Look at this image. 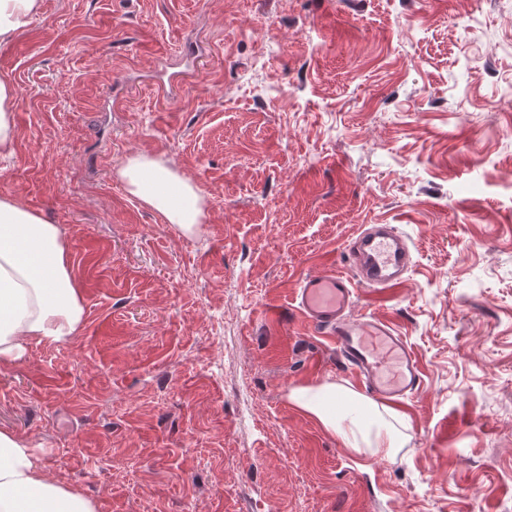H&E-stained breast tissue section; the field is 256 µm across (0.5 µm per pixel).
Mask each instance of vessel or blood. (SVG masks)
<instances>
[{
    "label": "vessel or blood",
    "instance_id": "b4317fda",
    "mask_svg": "<svg viewBox=\"0 0 512 512\" xmlns=\"http://www.w3.org/2000/svg\"><path fill=\"white\" fill-rule=\"evenodd\" d=\"M349 271L304 277L297 308L312 331L332 338L339 361L371 397L397 402L417 392L422 372L405 336L385 319L352 314L357 287L386 290L412 265L404 236L390 224H365L346 245Z\"/></svg>",
    "mask_w": 512,
    "mask_h": 512
}]
</instances>
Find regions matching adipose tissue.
<instances>
[{"mask_svg": "<svg viewBox=\"0 0 512 512\" xmlns=\"http://www.w3.org/2000/svg\"><path fill=\"white\" fill-rule=\"evenodd\" d=\"M41 0H0V44L26 29ZM118 175L129 193L184 232H195L202 196L165 162L131 157ZM85 324L83 294L58 225L8 195L0 196V363L23 358L42 343H65ZM289 402L313 417L344 448L366 462L391 456L406 436L383 410L334 382L296 386ZM0 512H96L79 489L49 479L22 438L0 431Z\"/></svg>", "mask_w": 512, "mask_h": 512, "instance_id": "1", "label": "adipose tissue"}]
</instances>
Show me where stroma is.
<instances>
[{
  "instance_id": "35a3bbf8",
  "label": "stroma",
  "mask_w": 512,
  "mask_h": 512,
  "mask_svg": "<svg viewBox=\"0 0 512 512\" xmlns=\"http://www.w3.org/2000/svg\"><path fill=\"white\" fill-rule=\"evenodd\" d=\"M277 29L268 32L267 19ZM7 194L59 225L86 324L0 365V430L97 512H512V0H43L0 45ZM164 161L184 233L118 176ZM395 225L410 440L358 461L288 401L353 386L294 302ZM15 92L5 78H0V156L11 155L15 148L13 109Z\"/></svg>"
}]
</instances>
